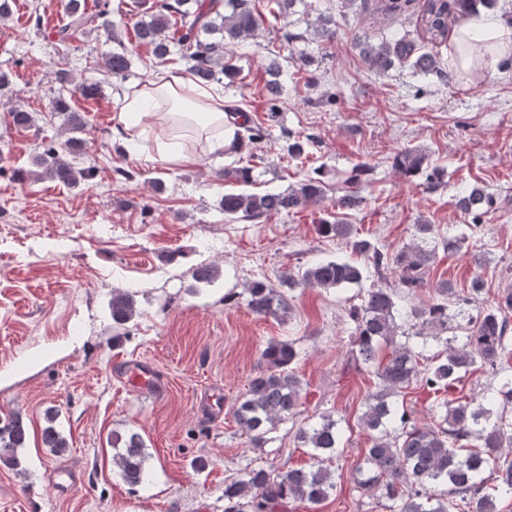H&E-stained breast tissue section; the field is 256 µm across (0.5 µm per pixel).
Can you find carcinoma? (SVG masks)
<instances>
[{"mask_svg":"<svg viewBox=\"0 0 512 512\" xmlns=\"http://www.w3.org/2000/svg\"><path fill=\"white\" fill-rule=\"evenodd\" d=\"M251 0H141L142 18L135 25L140 43L152 47L163 59L170 47L177 48L188 64L196 83L209 86L223 78L236 77L231 54L234 48L255 39L263 25L261 14ZM497 0H426L421 23L433 42L447 43L456 20L473 11L477 4L488 7ZM109 2L99 0L90 11L81 0H68L62 22L57 26V42L68 44L91 30L104 29L118 39L112 24ZM366 63L376 71L395 64H406L417 74L443 76L440 59L422 52L404 38L379 45L365 44ZM131 66L127 51L113 52L104 61L106 72L125 77ZM178 132L186 135L185 145L196 139L199 127L192 120L175 117ZM85 119L77 112L68 115V131L74 136L42 145L33 161L46 178L74 185L93 177V169L77 170L67 160L82 149L75 133L83 130ZM271 137L269 128L247 120L237 124L233 146L257 145ZM426 155L415 148H404L393 156L392 167L403 178L424 170ZM227 182L247 184L250 168H226ZM323 183L309 178L285 192H226L220 207L224 215L257 220L273 213L290 212L322 201ZM490 205V197L480 188L458 198L457 207L478 219ZM321 230L347 242L352 252L370 261L376 273L393 267L405 288H421L425 270L437 249L453 252L457 241L435 238L432 224H418L419 243L388 255L359 236L352 224H323ZM365 268L347 260L319 261L281 285L292 291L299 286L342 288L362 281ZM250 310L258 316L283 319L289 310L286 293L263 281L247 288ZM436 300L404 303L396 288H370L361 304L350 311L356 328V358L377 380L369 393L360 421L370 432L365 449L367 471L356 468L354 482L363 493L388 502L389 512H497L496 500L512 497V349L509 348V322L512 292L495 305L468 320L463 335L446 332L460 328L453 324V311L462 298L452 284L435 286ZM112 323L120 327L136 315L133 295L112 290ZM443 349L425 354L427 338ZM299 352L293 341L271 340L262 350L267 369L254 378L233 408L241 432L259 442L276 423L296 415L300 399V379L293 370ZM479 365L497 382V387L457 405L450 400L431 407L433 422L419 425L394 398L413 382L438 394L462 381L470 368ZM56 413H47L42 433L45 447L60 456L67 451L66 440L52 425ZM28 439L23 420L11 416L0 426V464L17 472L25 471L21 454ZM297 440L311 450L309 467L275 472L264 467L245 469L236 479L224 481V512H277L287 501L315 506L336 490L335 463L340 448L339 422L332 415L299 429ZM112 447L122 480L131 487L145 486L150 477L148 455L140 434L125 437L112 434Z\"/></svg>","mask_w":512,"mask_h":512,"instance_id":"obj_1","label":"carcinoma"}]
</instances>
